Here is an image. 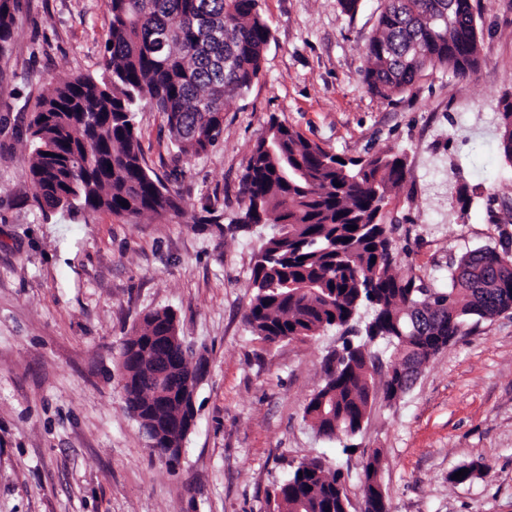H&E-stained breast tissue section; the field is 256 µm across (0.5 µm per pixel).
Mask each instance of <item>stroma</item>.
Instances as JSON below:
<instances>
[{"instance_id": "obj_1", "label": "stroma", "mask_w": 512, "mask_h": 512, "mask_svg": "<svg viewBox=\"0 0 512 512\" xmlns=\"http://www.w3.org/2000/svg\"><path fill=\"white\" fill-rule=\"evenodd\" d=\"M482 63L437 70L385 100L362 79L380 0L354 15L337 0H260L271 37L258 79L224 105L206 154L185 156L141 103L147 165L174 184L187 215L127 217L42 210L26 180L28 124L57 82L102 71L107 0H18L0 58V512H278L300 462L340 469L362 504V463L380 451L390 512H512V310L477 324L426 362L393 402L376 392L354 451L303 417L341 345L268 343L244 315L269 229H235L241 177L269 116L326 150L405 155L390 194L398 266L447 286L449 261L512 247V162L498 148V103L512 98V0H473ZM468 202L459 207L458 188ZM175 311L205 374L176 467L152 455L125 407L119 352L140 315ZM475 466L457 483L454 471Z\"/></svg>"}]
</instances>
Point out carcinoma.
Segmentation results:
<instances>
[{"label":"carcinoma","instance_id":"cac0c4a2","mask_svg":"<svg viewBox=\"0 0 512 512\" xmlns=\"http://www.w3.org/2000/svg\"><path fill=\"white\" fill-rule=\"evenodd\" d=\"M377 29L366 45L363 81L391 100L427 71L465 78L481 64L472 0H380ZM16 0H0V56L8 50ZM109 41L103 71L58 84L38 99L30 122L28 181L43 209L70 215L185 214L177 191L144 162L136 112L147 99L163 117L170 143L184 155L214 147L224 129V103L251 86L271 33L260 0H107ZM499 149L512 161V100L499 102ZM405 158L386 151L335 160V154L270 117L241 179L244 208L236 224L271 232L251 270L246 313L263 340L312 338L342 329V344L323 384L304 408L319 434L350 441L363 429L375 389L374 341L397 360L382 386L388 401L408 386L407 367L439 353L469 320L512 309V255L486 248L451 264V282L430 288L395 270L389 215L392 188L406 181ZM128 206H122V203ZM357 229L351 230L349 226ZM176 333L169 309L144 313L122 344L126 405L140 406L139 427H159L157 454L181 438L165 427L180 416L176 396H157L143 367L158 353L184 375L198 372L193 349L163 351ZM375 450L362 465L364 496L388 512ZM281 512H346L342 473L317 460L300 463L279 486Z\"/></svg>","mask_w":512,"mask_h":512}]
</instances>
